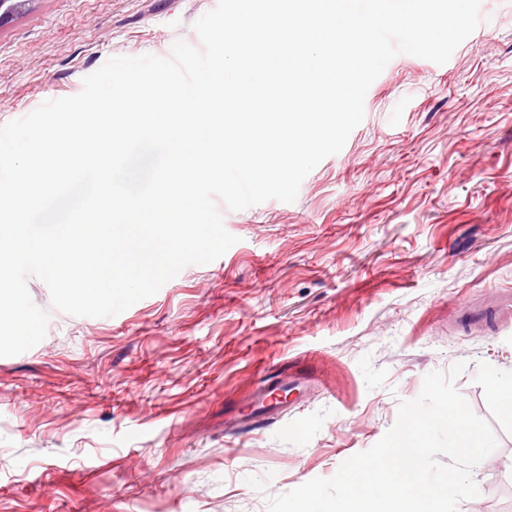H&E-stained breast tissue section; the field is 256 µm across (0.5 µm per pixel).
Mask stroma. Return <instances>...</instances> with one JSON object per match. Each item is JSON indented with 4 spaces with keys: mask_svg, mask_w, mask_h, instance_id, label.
<instances>
[{
    "mask_svg": "<svg viewBox=\"0 0 512 512\" xmlns=\"http://www.w3.org/2000/svg\"><path fill=\"white\" fill-rule=\"evenodd\" d=\"M218 0H27L0 25V126L79 93L118 55L199 46ZM445 64L395 57L343 149L294 202L224 211L236 243L112 317L47 310L45 338L0 357V512H267L329 478L395 423L432 371L455 385L496 449L457 512H512V413L488 377L512 373V322H471L512 293V0ZM259 425L238 410L303 370Z\"/></svg>",
    "mask_w": 512,
    "mask_h": 512,
    "instance_id": "1",
    "label": "stroma"
}]
</instances>
